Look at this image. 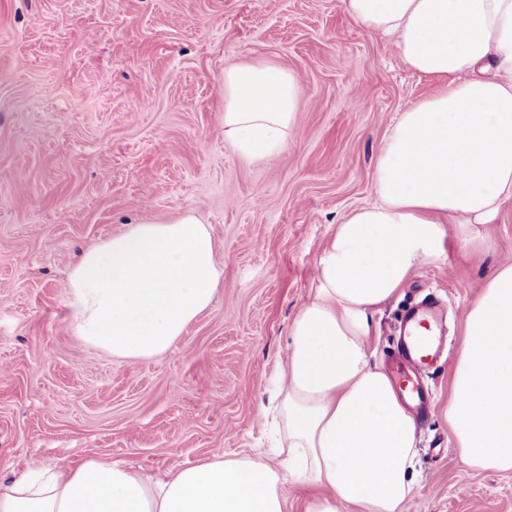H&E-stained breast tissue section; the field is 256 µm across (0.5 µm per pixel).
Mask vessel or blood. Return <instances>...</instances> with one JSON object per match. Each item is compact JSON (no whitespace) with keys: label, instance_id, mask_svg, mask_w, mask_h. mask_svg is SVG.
<instances>
[{"label":"vessel or blood","instance_id":"obj_1","mask_svg":"<svg viewBox=\"0 0 512 512\" xmlns=\"http://www.w3.org/2000/svg\"><path fill=\"white\" fill-rule=\"evenodd\" d=\"M439 314L436 300L422 301L405 311L392 333V369L400 391L421 422L426 421L432 406L428 380L445 352L438 335Z\"/></svg>","mask_w":512,"mask_h":512}]
</instances>
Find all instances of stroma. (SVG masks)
Segmentation results:
<instances>
[{
    "label": "stroma",
    "mask_w": 512,
    "mask_h": 512,
    "mask_svg": "<svg viewBox=\"0 0 512 512\" xmlns=\"http://www.w3.org/2000/svg\"><path fill=\"white\" fill-rule=\"evenodd\" d=\"M271 62L301 79L282 151L251 163L225 141L224 69ZM439 88L341 0H0V472L90 458L157 479L267 448V383L318 260L372 174L400 114ZM195 211L220 283L168 351L132 362L82 342L64 319L67 273L128 225ZM458 225L372 313L373 359L420 292L447 308L449 354L464 314L512 261V204ZM434 375L405 512H512V472L464 469Z\"/></svg>",
    "instance_id": "1"
}]
</instances>
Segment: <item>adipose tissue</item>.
Returning <instances> with one entry per match:
<instances>
[{"instance_id": "1", "label": "adipose tissue", "mask_w": 512, "mask_h": 512, "mask_svg": "<svg viewBox=\"0 0 512 512\" xmlns=\"http://www.w3.org/2000/svg\"><path fill=\"white\" fill-rule=\"evenodd\" d=\"M341 3L442 87L400 114L375 163L377 203L346 213L320 258L268 381L273 457H213L165 480L98 458L36 461L0 475V512H285L289 482L309 489L304 512H405L416 425L370 362V315L441 254L447 225L495 223L512 203V0ZM300 92L275 64L225 68V140L249 161L268 158L288 142ZM214 252L191 212L102 240L67 275L75 335L131 361L167 351L213 299ZM447 419L466 469L512 472V263L466 311Z\"/></svg>"}]
</instances>
